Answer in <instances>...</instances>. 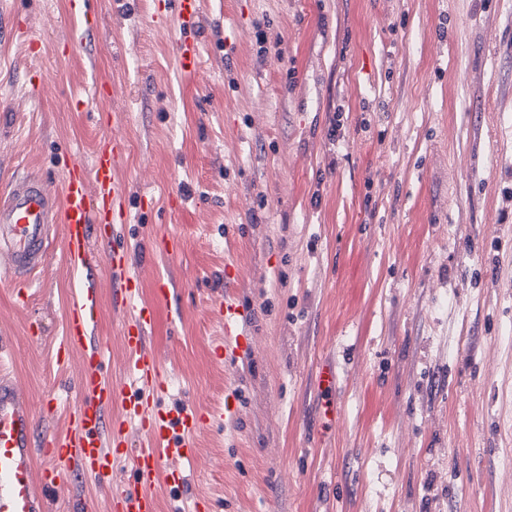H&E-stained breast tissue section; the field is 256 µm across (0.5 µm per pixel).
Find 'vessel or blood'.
Returning a JSON list of instances; mask_svg holds the SVG:
<instances>
[{
	"label": "vessel or blood",
	"mask_w": 512,
	"mask_h": 512,
	"mask_svg": "<svg viewBox=\"0 0 512 512\" xmlns=\"http://www.w3.org/2000/svg\"><path fill=\"white\" fill-rule=\"evenodd\" d=\"M174 34L170 55L176 71L190 77L198 64L195 34L200 26L199 0H171ZM123 145L104 140L91 165L75 155L61 163L62 188L52 191L28 179L0 188V258H8L11 286L19 301L31 295L34 277L48 257L52 225L65 232L69 265L87 268L93 243L104 249L116 284L113 302L124 313L121 340L128 379L119 386L106 383L101 367L107 350L94 336L98 293L85 281L65 314L56 356L82 352L80 388L83 397L69 414L63 432L38 433L20 389L0 373V512H49V500L64 477L89 476L112 488L111 512H158L157 479L172 490L183 488L185 465L193 460V436L237 413L234 392H227L224 410L204 413L164 405L169 379L148 338L155 319L152 305L137 303L139 275L126 246L115 243L112 228L127 224V186L119 177ZM219 314L224 319V361L236 363L253 340L242 329L243 312L234 295H225ZM120 412L109 416L112 402ZM47 459L36 467L34 450ZM129 466L131 480L119 478Z\"/></svg>",
	"instance_id": "1"
}]
</instances>
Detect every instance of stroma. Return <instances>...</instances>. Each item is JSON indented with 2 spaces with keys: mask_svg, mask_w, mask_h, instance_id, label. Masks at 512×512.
<instances>
[{
  "mask_svg": "<svg viewBox=\"0 0 512 512\" xmlns=\"http://www.w3.org/2000/svg\"><path fill=\"white\" fill-rule=\"evenodd\" d=\"M96 9L89 26L70 0H0L27 34L0 41V184L56 189L64 154L126 145L115 237L156 310L168 402L223 410L230 381L238 412L196 436L184 490L156 484L160 512H512V0H201L191 82L169 0ZM259 22L279 53L260 54ZM102 83L119 92L100 103ZM88 276L118 385L104 258L73 270L54 237L23 309L0 275V336L43 429L81 397L79 355L57 363L53 342ZM228 288L254 338L232 366Z\"/></svg>",
  "mask_w": 512,
  "mask_h": 512,
  "instance_id": "35a3bbf8",
  "label": "stroma"
}]
</instances>
